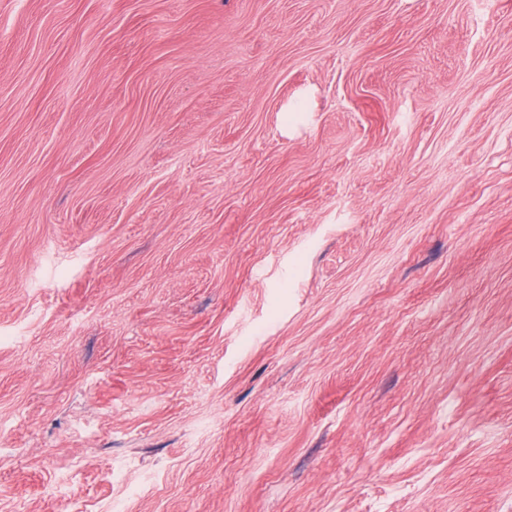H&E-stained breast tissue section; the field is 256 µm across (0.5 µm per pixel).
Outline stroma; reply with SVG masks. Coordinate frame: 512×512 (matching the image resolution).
Instances as JSON below:
<instances>
[{"mask_svg": "<svg viewBox=\"0 0 512 512\" xmlns=\"http://www.w3.org/2000/svg\"><path fill=\"white\" fill-rule=\"evenodd\" d=\"M0 512H512V0H0Z\"/></svg>", "mask_w": 512, "mask_h": 512, "instance_id": "obj_1", "label": "stroma"}]
</instances>
